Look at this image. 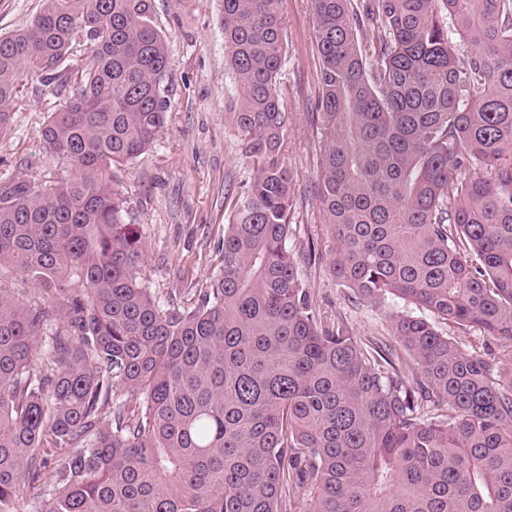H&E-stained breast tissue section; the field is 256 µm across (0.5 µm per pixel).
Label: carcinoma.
I'll return each mask as SVG.
<instances>
[{
	"instance_id": "obj_1",
	"label": "carcinoma",
	"mask_w": 512,
	"mask_h": 512,
	"mask_svg": "<svg viewBox=\"0 0 512 512\" xmlns=\"http://www.w3.org/2000/svg\"><path fill=\"white\" fill-rule=\"evenodd\" d=\"M319 201L340 285L512 342V0H311ZM225 122L252 162L190 307L141 274L114 169L151 152L172 56L154 0H43L0 34V133L26 86L61 173L0 184V512H512V370L391 316L414 364L314 304L288 248L282 0H222ZM474 170L467 179L459 178Z\"/></svg>"
}]
</instances>
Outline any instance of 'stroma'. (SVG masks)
I'll list each match as a JSON object with an SVG mask.
<instances>
[{
  "mask_svg": "<svg viewBox=\"0 0 512 512\" xmlns=\"http://www.w3.org/2000/svg\"><path fill=\"white\" fill-rule=\"evenodd\" d=\"M221 0H155V20L169 37L173 66L169 112L152 152L120 167L116 176L135 223L146 231L141 273L161 300L192 304L222 265L218 244L232 201L252 174L237 137L224 121L230 77L219 27ZM288 31L278 89L288 109L284 164L294 183L291 249L314 245L316 262L300 271L321 313L343 318L354 336L393 338L391 314L406 310L399 299L371 306L338 285L325 257L328 229L318 201L321 129L312 112L320 59L311 0H283ZM58 98L29 84L13 122L0 135V182L21 176L52 180L58 168L40 141V131Z\"/></svg>",
  "mask_w": 512,
  "mask_h": 512,
  "instance_id": "35a3bbf8",
  "label": "stroma"
}]
</instances>
